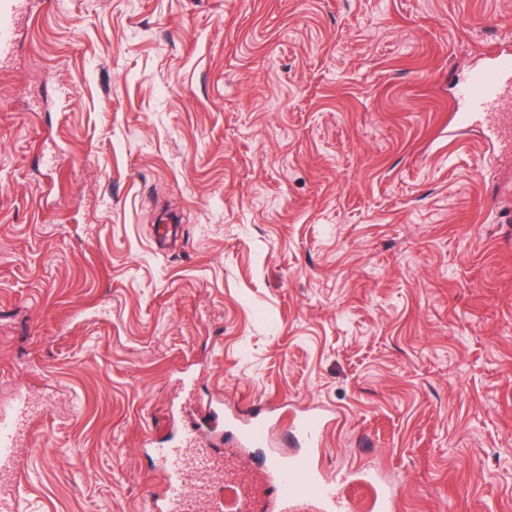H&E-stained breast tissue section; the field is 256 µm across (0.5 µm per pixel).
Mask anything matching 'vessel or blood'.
<instances>
[{
	"instance_id": "1",
	"label": "vessel or blood",
	"mask_w": 512,
	"mask_h": 512,
	"mask_svg": "<svg viewBox=\"0 0 512 512\" xmlns=\"http://www.w3.org/2000/svg\"><path fill=\"white\" fill-rule=\"evenodd\" d=\"M31 8L32 0H0V66L17 55L19 32ZM456 101L459 125L477 126L486 116H494L492 138L501 141L504 126L512 124V53L492 54L483 68L458 86ZM33 419L31 403L21 394L8 418L0 421V508L15 500L23 486L20 438ZM222 421L217 413L212 419L192 422L182 430L180 447L156 449L164 484L151 498L154 512H195V495L186 478L194 476L200 485L215 471L217 456L205 442ZM231 424L238 435L240 454L265 447L268 461L256 475L224 472L223 494L208 497L210 512H352L353 503L346 497L342 481L324 476L319 467V449L327 428L323 415L301 411L289 430L278 437L270 423L243 414L234 416ZM290 442L301 445V452L283 454L282 446ZM365 480L369 488L366 512H396L398 484L377 473L367 474Z\"/></svg>"
}]
</instances>
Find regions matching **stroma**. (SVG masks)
I'll return each mask as SVG.
<instances>
[{
  "label": "stroma",
  "instance_id": "stroma-1",
  "mask_svg": "<svg viewBox=\"0 0 512 512\" xmlns=\"http://www.w3.org/2000/svg\"><path fill=\"white\" fill-rule=\"evenodd\" d=\"M507 47L512 0H39L0 73L15 512H150L211 399L327 409L323 473L398 512H512V151L455 119ZM34 419L29 398L20 394L16 397L7 419L0 423V508L15 500L24 481L20 468V438L31 428ZM365 480L369 488L365 510L368 512H395L400 494L399 485L377 473H368Z\"/></svg>",
  "mask_w": 512,
  "mask_h": 512
}]
</instances>
